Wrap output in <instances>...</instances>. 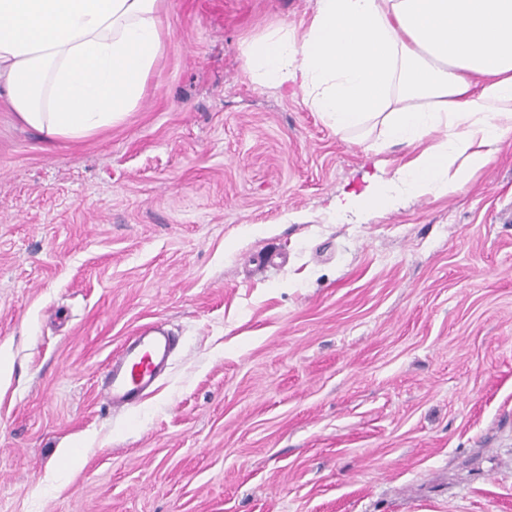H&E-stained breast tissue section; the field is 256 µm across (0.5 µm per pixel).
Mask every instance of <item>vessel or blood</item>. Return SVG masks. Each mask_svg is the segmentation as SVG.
<instances>
[{"label": "vessel or blood", "mask_w": 512, "mask_h": 512, "mask_svg": "<svg viewBox=\"0 0 512 512\" xmlns=\"http://www.w3.org/2000/svg\"><path fill=\"white\" fill-rule=\"evenodd\" d=\"M170 349V337L149 327L110 357L101 391L113 409L136 406L151 393L168 365Z\"/></svg>", "instance_id": "obj_1"}]
</instances>
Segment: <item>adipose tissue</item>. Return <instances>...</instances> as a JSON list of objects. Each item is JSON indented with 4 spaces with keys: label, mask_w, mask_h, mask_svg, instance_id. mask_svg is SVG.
<instances>
[{
    "label": "adipose tissue",
    "mask_w": 512,
    "mask_h": 512,
    "mask_svg": "<svg viewBox=\"0 0 512 512\" xmlns=\"http://www.w3.org/2000/svg\"><path fill=\"white\" fill-rule=\"evenodd\" d=\"M165 0H0V95L46 141L122 123L164 50ZM255 87L298 88L336 133L407 158L334 216L453 195L512 140V0H310L246 46Z\"/></svg>",
    "instance_id": "1"
}]
</instances>
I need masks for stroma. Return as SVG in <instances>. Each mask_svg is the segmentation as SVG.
<instances>
[{
	"mask_svg": "<svg viewBox=\"0 0 512 512\" xmlns=\"http://www.w3.org/2000/svg\"><path fill=\"white\" fill-rule=\"evenodd\" d=\"M309 0H168L121 124L0 98V512H512V144L452 196L332 215L403 159L261 90ZM162 324L139 405L104 366Z\"/></svg>",
	"mask_w": 512,
	"mask_h": 512,
	"instance_id": "1",
	"label": "stroma"
}]
</instances>
